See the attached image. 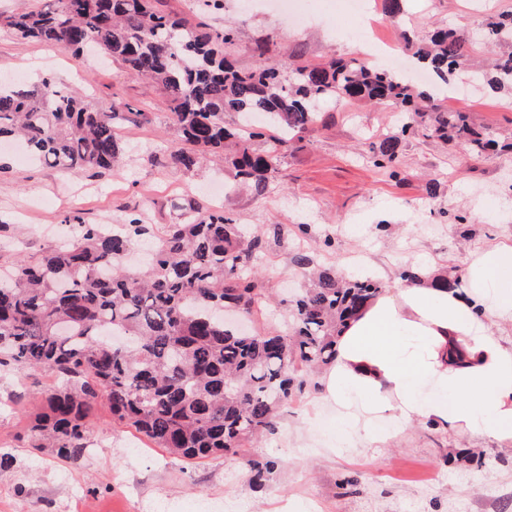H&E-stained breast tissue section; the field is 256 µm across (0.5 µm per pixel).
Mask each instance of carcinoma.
I'll use <instances>...</instances> for the list:
<instances>
[{"label":"carcinoma","mask_w":512,"mask_h":512,"mask_svg":"<svg viewBox=\"0 0 512 512\" xmlns=\"http://www.w3.org/2000/svg\"><path fill=\"white\" fill-rule=\"evenodd\" d=\"M55 6L10 16L18 36L79 53L93 47L158 84L183 146L169 154L187 170L199 152L236 146V177L263 195L288 141L340 99L395 106L401 133L421 128L443 142L460 139L471 154L512 152L450 112L424 90L385 68L358 60L297 65L259 63L241 69L224 47L229 27L213 35L155 9L151 0H53ZM487 42L512 40V12L489 23ZM416 55L441 77L466 66L467 39L439 30ZM489 89H512V53L491 72ZM119 105L90 107L53 77L32 87L0 88V138L19 139L33 160L63 169L110 171L122 160L114 124ZM265 116L267 123L224 124V114ZM259 141L262 148H251ZM373 166L401 175L398 139L369 145ZM74 240L35 260L0 266V367L44 368L61 385L32 426L34 449L73 461L88 449L91 416L100 407L168 453L204 459L236 453L275 431L280 409L300 394L307 376L329 365L336 338L383 285L372 277L346 283L314 268L304 252L293 263L312 285L291 300V333L239 332L215 309L261 310L263 285L252 275L264 240L245 235L222 209L193 205L160 233L132 215L119 229L74 224ZM275 468L249 460V481L262 485Z\"/></svg>","instance_id":"1"}]
</instances>
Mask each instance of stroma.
Here are the masks:
<instances>
[{
  "mask_svg": "<svg viewBox=\"0 0 512 512\" xmlns=\"http://www.w3.org/2000/svg\"><path fill=\"white\" fill-rule=\"evenodd\" d=\"M363 15L338 0H300L301 18L276 12L269 0H158L159 10L220 29L236 30L230 46L241 67L264 58L278 67L352 57L376 59L355 33L371 24L387 53L410 57V43L448 29L469 40L472 63H488L502 46L483 43V27L512 11V0H408L402 18L391 19L385 0H365ZM55 76L84 91L92 105L114 100L139 112L119 122L127 149L114 172L64 170L19 158L18 147L0 143V261L37 258L67 236L70 223L121 224L132 214L156 229L178 221L182 206L214 208L207 186L224 180L223 209L262 234L260 277L275 289L273 310L250 316L251 329L285 328L289 300L307 280L292 262L297 252L350 278L352 267L373 263L379 278L396 286L401 268L427 255L464 277L466 263L494 239L512 241V172L496 155L474 156L461 144L420 134L400 135V113L385 105L339 100L320 120L294 137L280 173L264 195L236 180L223 154L205 167L168 162L181 145L168 103L157 87L117 62L17 37L0 25V83L33 84ZM460 75L425 82L434 98L467 113L470 123L512 142V94L478 86L462 89ZM399 138L400 178L373 168L360 152L362 137ZM435 183V197L425 186ZM308 224L302 235L297 225ZM280 236H273V227ZM56 384L45 369L0 371V512H512V449L489 440L413 425L385 448H349L336 440L335 412L314 409L317 383L282 412L278 431L250 448L205 460L169 455L134 428L99 412L90 447L78 462L36 455L31 427ZM271 459L276 467L263 487L248 483L246 458Z\"/></svg>",
  "mask_w": 512,
  "mask_h": 512,
  "instance_id": "35a3bbf8",
  "label": "stroma"
}]
</instances>
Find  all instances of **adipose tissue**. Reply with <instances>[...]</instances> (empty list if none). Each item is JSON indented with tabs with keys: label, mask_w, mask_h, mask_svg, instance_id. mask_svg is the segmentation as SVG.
Returning <instances> with one entry per match:
<instances>
[{
	"label": "adipose tissue",
	"mask_w": 512,
	"mask_h": 512,
	"mask_svg": "<svg viewBox=\"0 0 512 512\" xmlns=\"http://www.w3.org/2000/svg\"><path fill=\"white\" fill-rule=\"evenodd\" d=\"M383 288L350 319L317 402L337 409L336 435L383 448L415 423L512 447V243L489 242L467 262V287L431 263Z\"/></svg>",
	"instance_id": "1"
}]
</instances>
